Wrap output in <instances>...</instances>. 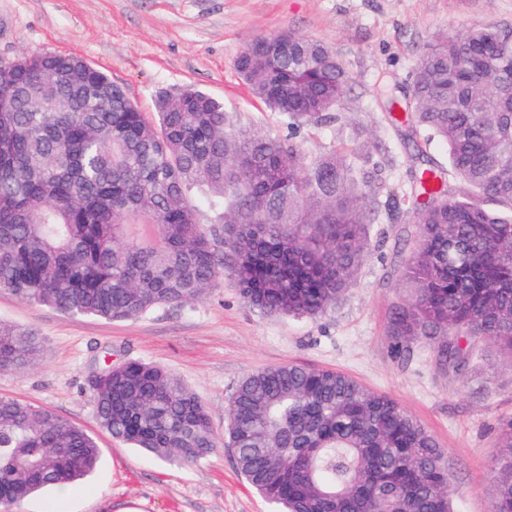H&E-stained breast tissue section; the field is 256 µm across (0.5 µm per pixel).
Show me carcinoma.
Here are the masks:
<instances>
[{
    "instance_id": "obj_1",
    "label": "carcinoma",
    "mask_w": 512,
    "mask_h": 512,
    "mask_svg": "<svg viewBox=\"0 0 512 512\" xmlns=\"http://www.w3.org/2000/svg\"><path fill=\"white\" fill-rule=\"evenodd\" d=\"M237 70L287 134L232 122L187 88L155 96V119L81 57L0 58V289L73 317L138 319L235 282L265 315L316 319L370 249L376 149L307 155L301 134L338 111L350 75L324 42L291 31L249 40ZM394 120L448 147L403 193L416 244L392 316L393 352L433 351L449 376L490 342L512 357V36L482 24L423 44ZM464 185L448 194L447 177ZM42 341L0 322V371L35 366ZM93 397L113 438L196 463L225 444L281 512H452L444 450L394 398L339 371L286 364L249 373L208 408L163 366L99 370ZM493 512H512V420L497 435ZM101 448L52 410L0 397V502L19 506L88 476Z\"/></svg>"
}]
</instances>
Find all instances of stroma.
<instances>
[{
    "label": "stroma",
    "instance_id": "stroma-1",
    "mask_svg": "<svg viewBox=\"0 0 512 512\" xmlns=\"http://www.w3.org/2000/svg\"><path fill=\"white\" fill-rule=\"evenodd\" d=\"M477 24L512 26V0H0V57L74 54L120 85L146 114L158 90L193 87L223 102L235 123L283 132L241 81L236 60L250 38L291 30L333 48L351 80L336 121L304 132L310 155L351 148L356 132L386 142L397 163L388 191L408 190L419 166L387 114L407 103L422 44ZM410 209L378 208L372 250L341 300L318 319L263 316L232 281L180 309L129 321L70 317L0 290V320L43 339L40 363L0 373V396L52 409L83 427L101 449L95 471L61 490L42 491L18 512H276L238 471L230 448L190 465L165 463L99 428L89 378L104 360L164 365L206 404L224 435L226 409L248 373L297 364L337 370L389 395L444 449L453 512H492L496 435L512 418V359L477 346L467 378L440 373L432 349L410 359L391 353L390 319L408 298L398 288L402 259L415 241L404 232Z\"/></svg>",
    "mask_w": 512,
    "mask_h": 512
}]
</instances>
